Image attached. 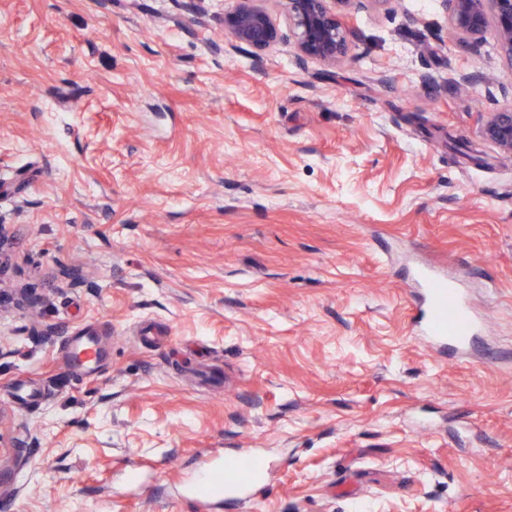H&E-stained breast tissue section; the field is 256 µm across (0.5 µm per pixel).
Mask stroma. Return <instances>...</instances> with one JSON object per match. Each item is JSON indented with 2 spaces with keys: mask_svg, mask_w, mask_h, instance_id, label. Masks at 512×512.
Returning <instances> with one entry per match:
<instances>
[{
  "mask_svg": "<svg viewBox=\"0 0 512 512\" xmlns=\"http://www.w3.org/2000/svg\"><path fill=\"white\" fill-rule=\"evenodd\" d=\"M234 0H0V456L9 512H512V91L437 0L353 15L299 64L224 35ZM481 74L478 83L464 82ZM482 318L415 331L417 272ZM91 336L97 373L63 348ZM481 128L484 140L496 146L500 152L512 157V93L487 113ZM422 281L427 303L421 316L423 336L439 348L465 350L479 323L467 297L433 269L423 272ZM264 465L256 458L239 466L233 473L224 476V489L226 500L245 499L250 488L261 481ZM202 481L199 482L198 490L194 492L197 499V506L200 511H208L216 508L221 501H214L207 495L219 494L216 490L212 489L211 483L216 476L215 468L213 465L205 467L202 472ZM208 489V491H204ZM200 492V493H199ZM203 493V494H201ZM206 494V495H204Z\"/></svg>",
  "mask_w": 512,
  "mask_h": 512,
  "instance_id": "35a3bbf8",
  "label": "stroma"
}]
</instances>
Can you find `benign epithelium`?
I'll use <instances>...</instances> for the list:
<instances>
[{
    "mask_svg": "<svg viewBox=\"0 0 512 512\" xmlns=\"http://www.w3.org/2000/svg\"><path fill=\"white\" fill-rule=\"evenodd\" d=\"M265 0H236L224 12V33L237 47L260 57L289 37L297 60L334 66L349 53L353 32L346 17L379 9L392 0H276L288 19L283 34L264 7ZM448 30L462 41H477L491 31L500 56L512 66V0H438ZM481 135L500 152L512 157V98L505 99L483 122Z\"/></svg>",
    "mask_w": 512,
    "mask_h": 512,
    "instance_id": "obj_1",
    "label": "benign epithelium"
}]
</instances>
